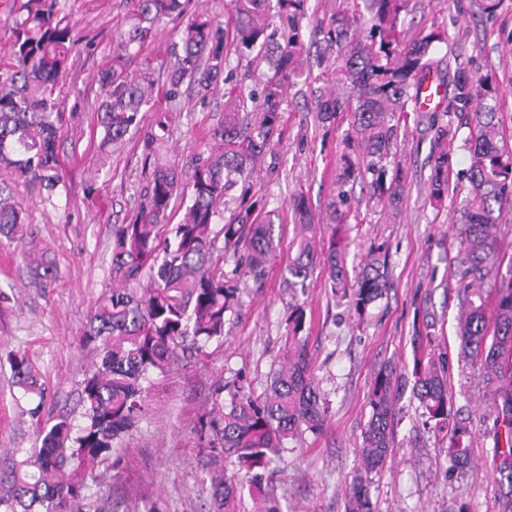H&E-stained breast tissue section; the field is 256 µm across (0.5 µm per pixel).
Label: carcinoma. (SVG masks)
Returning a JSON list of instances; mask_svg holds the SVG:
<instances>
[{
  "instance_id": "carcinoma-1",
  "label": "carcinoma",
  "mask_w": 512,
  "mask_h": 512,
  "mask_svg": "<svg viewBox=\"0 0 512 512\" xmlns=\"http://www.w3.org/2000/svg\"><path fill=\"white\" fill-rule=\"evenodd\" d=\"M231 19L220 22L194 16L180 41L169 47L173 65L165 80L130 70L166 19L184 13V0H126L127 27L117 31L112 59L98 73L104 97L97 111L101 138L96 153L142 134L143 165L148 171L138 210L113 231L112 288L88 318L84 342L93 345L92 369L82 382L84 423L67 415L42 419L47 386L26 355L7 357L12 383L21 397L38 405L22 410L37 427L40 446L0 473L4 512H91V486L97 467L146 413L144 383L224 340L230 314L243 306L238 276L257 287L265 284L275 252L274 221L260 198L248 201L249 178L259 159L273 151L283 135L281 114L287 89L307 63L303 20L309 0H231ZM409 0H336L326 24L316 26L318 62H332L336 81L311 91L321 127L344 115L349 129L341 141L336 196L329 207L326 244L316 239L314 217L301 193L289 203L294 218L292 249L284 267L287 288L307 287L316 269L326 273L332 293L364 321L368 309L391 287L384 245L370 247L358 268L350 269L352 199L364 184L381 205L385 220H396L408 194L399 159V131L416 102V81L433 68L448 77L446 106L426 113L432 132L428 200L443 206L449 190L465 186L455 225V293L458 301V357L476 370L488 402L485 434L493 440L489 468L498 512H512V254L501 244L500 219L512 206V144L495 107L481 101L482 82L452 70L434 46L443 34L409 35ZM23 14L8 25L6 54L0 62V162L17 177L39 183L45 201L63 181L58 151L66 97L59 80L75 40L60 0H25ZM249 65L267 62L273 73L258 90L244 93V78L229 67V56ZM224 84V115L212 127L206 151L188 171L164 155L171 113L156 114L148 127L142 113L155 102L168 103L182 87L201 98ZM469 130L470 165L454 169L448 142L460 126ZM241 187V202L219 231L229 193ZM0 237L24 242L29 237L23 211L0 188ZM236 258L231 272L217 269L226 255ZM306 313L288 307L283 357L260 394L241 380L216 382L212 406L196 434L207 455L210 505L207 512H237L243 491L260 512H281L267 490L283 442L290 436L328 426L330 408L310 368ZM436 315L422 301L414 312L410 357L383 362L367 395L369 417L362 431L360 459L344 493V512H373L370 475L383 468L394 448V425L407 383L423 425L446 444L453 466L472 464L473 429L451 412L448 398L450 352L435 334ZM237 467L224 474L221 461Z\"/></svg>"
}]
</instances>
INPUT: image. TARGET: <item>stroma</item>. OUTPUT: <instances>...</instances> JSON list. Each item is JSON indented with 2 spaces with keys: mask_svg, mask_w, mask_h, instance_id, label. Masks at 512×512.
Wrapping results in <instances>:
<instances>
[{
  "mask_svg": "<svg viewBox=\"0 0 512 512\" xmlns=\"http://www.w3.org/2000/svg\"><path fill=\"white\" fill-rule=\"evenodd\" d=\"M484 0H411L408 23L436 27L447 39L437 56L455 55L461 68L487 78L486 101L504 121L512 142V0H501L493 18H486ZM78 43L61 81L67 111L59 144L66 160L65 187L56 206L45 205L38 183L16 180L0 165V181L10 183L26 210L27 223L39 248L58 275L40 279L20 256V248L0 242V356L26 354L39 369L49 391L44 417L69 415L82 424L77 402L93 354L81 338L98 297L111 287L110 263L114 225L128 222L145 183L138 137L112 147L106 168H98L90 139L96 125L102 90L97 70L112 53V36L124 21L123 0H66ZM310 103L298 88L287 90L285 136L259 164L252 195L278 210L283 225L265 286L245 294L237 316L225 325L223 343H211L205 354L152 376L148 412L137 427L114 446L100 465L98 493L102 512H206L208 496L194 426L211 407L218 380L240 374L255 392H262L274 362L282 354L290 305L312 315L308 338L312 375L329 400L331 423L323 433L288 439L272 487L282 512H343L342 490L358 463L362 430L368 419L367 393L378 366L387 359H405L417 300L428 299L443 342H455L457 299L454 292L456 250L451 233L459 199L449 195L441 209L428 202L430 134L426 123L409 121L399 133L402 164L410 193L396 222L379 221L380 208L363 190H356L354 210L361 222L351 232L348 263H360L371 244L385 245L390 256L393 288L358 322L344 302L316 273L305 291L288 292L281 271L288 259L293 221L288 209L294 193L304 194L315 216L317 233L327 230L333 196L337 145L347 131L339 125L316 130ZM224 90L207 97L184 94L175 104L171 156L191 168L204 148L203 137L222 117ZM96 183L101 196L88 200L86 187ZM448 390L455 409L478 434L473 443V469L452 467L438 437L426 433L417 403L401 401L394 456L372 474L370 495L375 512H497L493 479L486 465L493 441L482 434L486 407L472 368L452 363ZM9 368H0V467L10 449L34 447L37 431L20 414Z\"/></svg>",
  "mask_w": 512,
  "mask_h": 512,
  "instance_id": "35a3bbf8",
  "label": "stroma"
}]
</instances>
